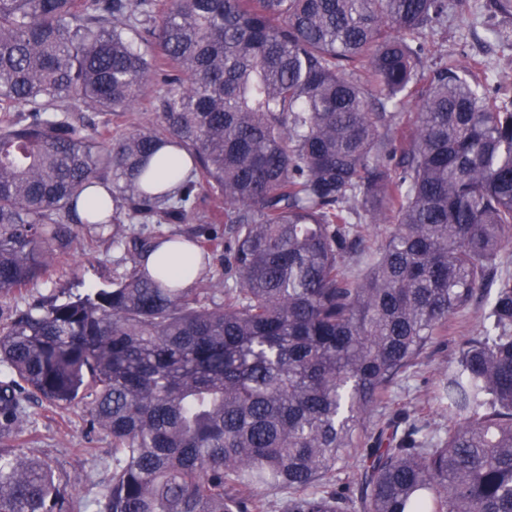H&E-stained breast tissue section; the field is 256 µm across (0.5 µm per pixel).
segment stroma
Instances as JSON below:
<instances>
[{"label":"stroma","mask_w":512,"mask_h":512,"mask_svg":"<svg viewBox=\"0 0 512 512\" xmlns=\"http://www.w3.org/2000/svg\"><path fill=\"white\" fill-rule=\"evenodd\" d=\"M488 2L470 0L469 11H449L448 26L440 39L449 59L489 72L512 88V44L491 37L488 27L493 18ZM67 232L72 243L45 276L22 292L0 297L1 317L53 294L64 299L71 293L102 287L129 269L123 249L113 246L109 232L89 224L68 225ZM481 316V310L471 307L452 320L443 345L395 387L393 408L417 409L434 428L445 426V419L435 412L430 388L438 371L452 359L462 334L475 327ZM21 440L30 456L49 462L75 504L87 506L102 494L112 472V438L101 431L90 432L84 405L62 411L27 400Z\"/></svg>","instance_id":"35a3bbf8"}]
</instances>
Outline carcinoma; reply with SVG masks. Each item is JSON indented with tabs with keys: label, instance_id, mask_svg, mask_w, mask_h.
Returning a JSON list of instances; mask_svg holds the SVG:
<instances>
[{
	"label": "carcinoma",
	"instance_id": "carcinoma-1",
	"mask_svg": "<svg viewBox=\"0 0 512 512\" xmlns=\"http://www.w3.org/2000/svg\"><path fill=\"white\" fill-rule=\"evenodd\" d=\"M447 23L448 0H0V295L68 224L120 247L132 219L196 221L134 239L112 287L0 321V512H74L18 446L29 397L112 437L95 512H267V490L282 512H512V97L448 60ZM155 82L153 119L112 136ZM163 151L191 168L168 190ZM93 186L112 209L79 212ZM202 189L224 207L198 215ZM176 241L201 267L224 250V278L148 269ZM473 304L432 387L448 429L375 415Z\"/></svg>",
	"mask_w": 512,
	"mask_h": 512
}]
</instances>
